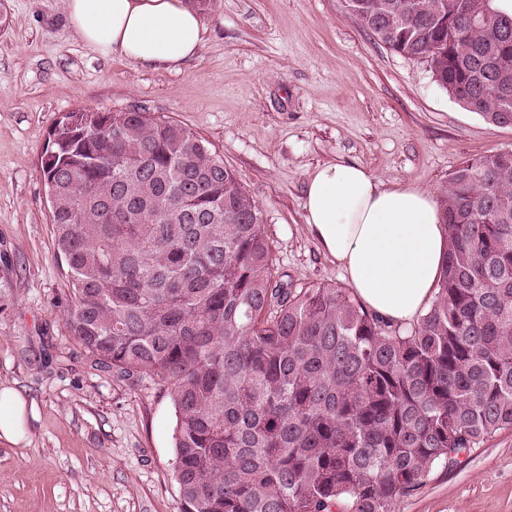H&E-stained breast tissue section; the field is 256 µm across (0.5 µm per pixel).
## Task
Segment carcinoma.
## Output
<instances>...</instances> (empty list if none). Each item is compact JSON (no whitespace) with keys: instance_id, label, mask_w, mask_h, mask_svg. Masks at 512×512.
I'll list each match as a JSON object with an SVG mask.
<instances>
[{"instance_id":"1","label":"carcinoma","mask_w":512,"mask_h":512,"mask_svg":"<svg viewBox=\"0 0 512 512\" xmlns=\"http://www.w3.org/2000/svg\"><path fill=\"white\" fill-rule=\"evenodd\" d=\"M359 2L386 48L512 126L511 12L475 29L484 0ZM42 171L71 336L170 393L180 512H394L512 429V150L449 174L448 255L408 330L344 288L282 282L259 205L182 124L67 112Z\"/></svg>"}]
</instances>
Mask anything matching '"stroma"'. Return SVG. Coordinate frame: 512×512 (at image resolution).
<instances>
[{
    "mask_svg": "<svg viewBox=\"0 0 512 512\" xmlns=\"http://www.w3.org/2000/svg\"><path fill=\"white\" fill-rule=\"evenodd\" d=\"M0 7V384L36 412L26 442L0 443V512H180L169 392L94 369L65 325L41 167L62 116L139 106L209 141L256 200L294 288L346 285L305 224L317 165L354 161L437 194L462 161L512 149V127L449 97L344 0H219L178 71L99 58L69 31L63 0ZM394 512H512V430L434 469Z\"/></svg>",
    "mask_w": 512,
    "mask_h": 512,
    "instance_id": "obj_1",
    "label": "stroma"
}]
</instances>
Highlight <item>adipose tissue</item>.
<instances>
[{
    "mask_svg": "<svg viewBox=\"0 0 512 512\" xmlns=\"http://www.w3.org/2000/svg\"><path fill=\"white\" fill-rule=\"evenodd\" d=\"M69 30L104 59L178 70L197 57L204 26L189 0H65ZM305 222L361 302L410 324L436 291L448 252L437 198L411 183L386 185L356 162L329 161L308 175ZM30 408L0 386V442L26 440Z\"/></svg>",
    "mask_w": 512,
    "mask_h": 512,
    "instance_id": "ef3b65f1",
    "label": "adipose tissue"
}]
</instances>
